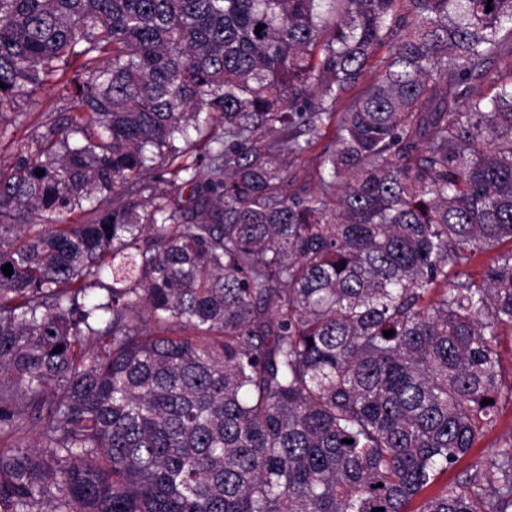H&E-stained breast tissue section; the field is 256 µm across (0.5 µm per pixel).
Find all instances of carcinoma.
<instances>
[{"label": "carcinoma", "instance_id": "obj_1", "mask_svg": "<svg viewBox=\"0 0 512 512\" xmlns=\"http://www.w3.org/2000/svg\"><path fill=\"white\" fill-rule=\"evenodd\" d=\"M509 55L512 0H0V107L78 100L0 170V512H512V431L440 485L512 403ZM318 159L316 154H308L302 159L294 160L288 166L289 176L296 175L300 179H306L311 186L316 185V170L318 169Z\"/></svg>", "mask_w": 512, "mask_h": 512}]
</instances>
